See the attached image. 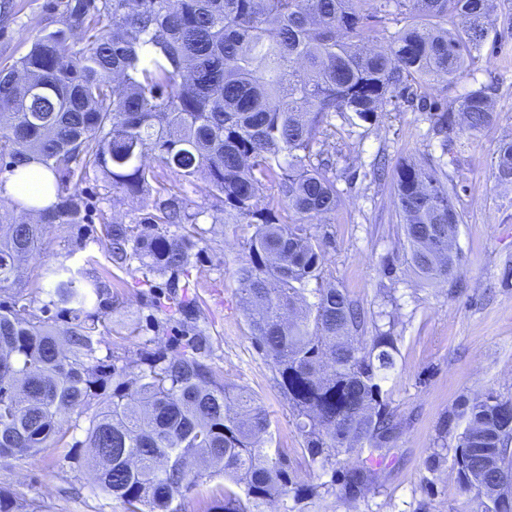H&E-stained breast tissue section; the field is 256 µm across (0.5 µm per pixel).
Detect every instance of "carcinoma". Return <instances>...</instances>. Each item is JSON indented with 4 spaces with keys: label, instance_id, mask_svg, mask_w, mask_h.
Instances as JSON below:
<instances>
[{
    "label": "carcinoma",
    "instance_id": "1",
    "mask_svg": "<svg viewBox=\"0 0 512 512\" xmlns=\"http://www.w3.org/2000/svg\"><path fill=\"white\" fill-rule=\"evenodd\" d=\"M387 15L405 24L378 45L368 32ZM492 26L491 0H66L55 25L0 69V159L12 173L32 162L50 170L56 198L41 208L0 200V456L60 447L61 414H82L94 400L85 440L73 447L89 449L97 488L123 512H179L176 501L209 469L224 486L208 512H266L288 498L354 499L380 487L373 460L404 425L383 389L396 366L394 323L370 322L331 283L308 289L324 282L327 247L311 223L341 202L328 146L336 116L370 123L384 105L454 81ZM493 91L482 84L455 108L421 110L440 132L473 135L493 120ZM149 156L185 182L203 176L224 197L222 223L254 228L237 270L247 325L311 462L330 481L292 477L257 397L207 362L190 292L200 212L188 211ZM495 169L512 184L511 141ZM92 174L141 201L133 224L103 214L99 227L87 224L78 186ZM391 180L411 266L456 285L455 188L406 159ZM48 224L76 230L81 245L93 237L119 269L138 261L135 286L194 334L174 348L145 347L121 366L97 356L106 324L88 305L111 301L112 274L85 278L40 261ZM22 261L31 263L25 277ZM152 275L165 278L166 292L156 293ZM41 293L48 301L36 309ZM369 323L374 334L363 341ZM459 420L460 491L481 512H512V398L467 397L442 432ZM0 512L44 510L0 488Z\"/></svg>",
    "mask_w": 512,
    "mask_h": 512
}]
</instances>
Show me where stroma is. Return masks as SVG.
I'll list each match as a JSON object with an SVG mask.
<instances>
[{"label":"stroma","instance_id":"stroma-1","mask_svg":"<svg viewBox=\"0 0 512 512\" xmlns=\"http://www.w3.org/2000/svg\"><path fill=\"white\" fill-rule=\"evenodd\" d=\"M10 2V13L0 12V67L23 56L40 29L58 16V0ZM493 16L495 26L476 65L453 83L422 91L427 100L451 102L480 84L494 83L495 120L478 134L446 140L427 113L404 102L386 106L370 124L336 120V188L343 204L314 229L331 240L325 267L332 282L371 311L394 316L398 353L384 389L406 424L380 464L379 488L354 500L329 493L302 503L303 512H475L477 507L461 493L450 462L431 472L425 460L460 398L487 391L512 397V279L504 277L512 266V185L498 182L493 165L499 145L512 140V0H493ZM379 154L392 163L402 158L429 163L456 184L464 217L457 237L463 254L461 292L421 279L409 264L391 183L372 176ZM182 190L190 209L203 211L192 279L203 301L197 326L210 342L208 361L228 381L255 393L268 413L275 445L288 454L292 474L324 482L327 476L305 452L275 372L246 323L236 271L251 230L223 223L224 200L208 192L205 179ZM82 191L91 209L105 210L117 221L130 223L139 213L136 199L113 193L102 178H91ZM71 236L65 226L47 228V261L76 269L90 257L91 272L111 268L104 245L90 240L75 252ZM386 263L393 269L388 277L382 273ZM140 276L134 266L123 272L128 289L103 308L112 329L103 345L120 365L137 359L145 344L165 345L172 334L165 316L135 288ZM61 425L67 447L34 460L1 459L0 487L42 502L48 512H122L117 501L96 490L88 466L76 460L71 444L84 440L85 418L68 412Z\"/></svg>","mask_w":512,"mask_h":512}]
</instances>
